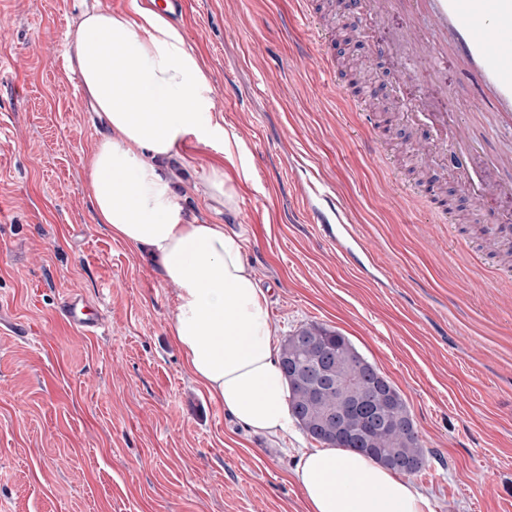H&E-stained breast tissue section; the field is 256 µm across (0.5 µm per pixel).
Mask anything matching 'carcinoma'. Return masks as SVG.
Returning a JSON list of instances; mask_svg holds the SVG:
<instances>
[{"instance_id": "cac0c4a2", "label": "carcinoma", "mask_w": 512, "mask_h": 512, "mask_svg": "<svg viewBox=\"0 0 512 512\" xmlns=\"http://www.w3.org/2000/svg\"><path fill=\"white\" fill-rule=\"evenodd\" d=\"M280 359L294 368L288 403L313 440L359 451L388 469L416 476L426 456L398 389L350 340L319 323L289 332Z\"/></svg>"}]
</instances>
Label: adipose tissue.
Masks as SVG:
<instances>
[{"mask_svg": "<svg viewBox=\"0 0 512 512\" xmlns=\"http://www.w3.org/2000/svg\"><path fill=\"white\" fill-rule=\"evenodd\" d=\"M84 13L67 47L72 71L108 130L87 158L97 223L151 257L177 287L171 335L191 375L251 431L294 427L266 294L240 237L199 224L166 167L188 136L241 152L214 115L213 87L181 31L157 11ZM307 512H432L427 496L347 448H310L292 473Z\"/></svg>", "mask_w": 512, "mask_h": 512, "instance_id": "obj_1", "label": "adipose tissue"}]
</instances>
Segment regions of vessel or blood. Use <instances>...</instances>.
<instances>
[{"instance_id": "1", "label": "vessel or blood", "mask_w": 512, "mask_h": 512, "mask_svg": "<svg viewBox=\"0 0 512 512\" xmlns=\"http://www.w3.org/2000/svg\"><path fill=\"white\" fill-rule=\"evenodd\" d=\"M383 6L408 21L412 78L447 93L443 66L455 58L476 86L473 109L453 120L448 159L468 173L467 184L479 202L488 197L481 183V166L489 164L502 176L504 190L512 189V0H383ZM492 121L507 149L480 159L475 125ZM59 318L85 336L98 335L100 311L83 296L63 295Z\"/></svg>"}]
</instances>
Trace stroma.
<instances>
[{"instance_id": "1", "label": "stroma", "mask_w": 512, "mask_h": 512, "mask_svg": "<svg viewBox=\"0 0 512 512\" xmlns=\"http://www.w3.org/2000/svg\"><path fill=\"white\" fill-rule=\"evenodd\" d=\"M129 2L0 0V512H306L290 472L314 440L252 433L209 397L171 338L175 285L95 220L85 158L103 125L74 103L78 73L53 59L85 12ZM186 2L175 25L226 94L216 116L243 151L230 160L185 137L169 161L181 205L241 236L276 338L322 324L399 390L427 459L412 483L433 512H512V269L487 245L512 243V195L482 208L450 169L421 166L443 133L391 52L405 20L364 0L334 17L313 0L320 48L298 0ZM321 50L335 73L317 66ZM375 97L401 107L364 123ZM215 167L233 209L205 192ZM306 179L342 202L376 263L345 260L311 223ZM419 183L435 201L404 203L401 188ZM452 238L476 261L458 260ZM71 292L99 305L105 334L57 318Z\"/></svg>"}]
</instances>
